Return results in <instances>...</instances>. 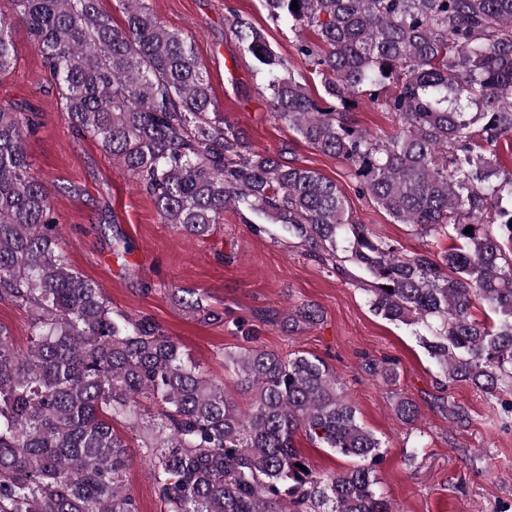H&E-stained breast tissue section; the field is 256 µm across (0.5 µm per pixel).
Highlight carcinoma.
I'll use <instances>...</instances> for the list:
<instances>
[{"mask_svg":"<svg viewBox=\"0 0 512 512\" xmlns=\"http://www.w3.org/2000/svg\"><path fill=\"white\" fill-rule=\"evenodd\" d=\"M117 2L122 27L99 0H11L0 74L13 69L22 23L66 122L139 181L163 223L206 237L224 207L242 205L283 226L327 272L356 281L374 314L413 328L448 382L497 399L512 425V399L500 398L512 396V170L496 157L512 136V0H297L296 10L264 0L297 35L318 99L248 18L232 16L278 117L412 228L427 245L412 254L353 220L336 182L251 151L220 114L192 40L148 0ZM304 27L320 43L300 38ZM363 99L399 132L358 128ZM37 126V113L0 106V300L30 328L22 350L0 326V512H139L117 420L138 436L166 512H391L375 476L382 442L324 361L224 353L251 395L243 410L152 318L112 309L67 266L51 192L27 171L23 143ZM444 237L455 245L428 249ZM395 414L412 425L419 409L401 397ZM300 430L359 464L316 472L294 448Z\"/></svg>","mask_w":512,"mask_h":512,"instance_id":"1","label":"carcinoma"}]
</instances>
